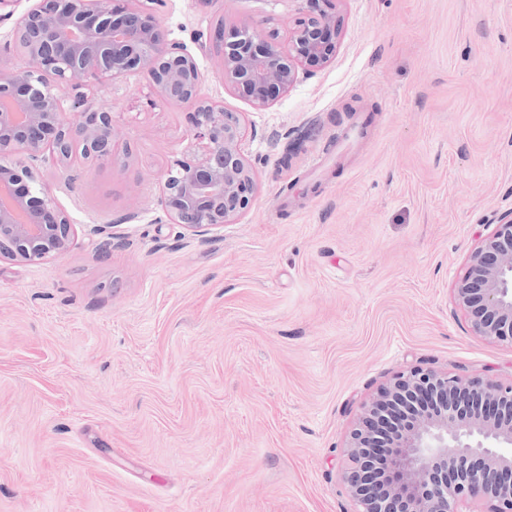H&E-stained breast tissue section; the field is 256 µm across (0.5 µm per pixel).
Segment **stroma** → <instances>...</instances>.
<instances>
[{"instance_id":"stroma-1","label":"stroma","mask_w":512,"mask_h":512,"mask_svg":"<svg viewBox=\"0 0 512 512\" xmlns=\"http://www.w3.org/2000/svg\"><path fill=\"white\" fill-rule=\"evenodd\" d=\"M300 7L157 8L247 125L258 192L216 236L159 219L188 106L138 76L88 91L113 161L41 172L73 245L0 262V512H355L349 432L389 378L512 380L452 294L512 211V0H337L335 57L254 109L194 37H284Z\"/></svg>"}]
</instances>
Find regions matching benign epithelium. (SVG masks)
Listing matches in <instances>:
<instances>
[{"mask_svg": "<svg viewBox=\"0 0 512 512\" xmlns=\"http://www.w3.org/2000/svg\"><path fill=\"white\" fill-rule=\"evenodd\" d=\"M304 7L283 44L248 24L208 37L224 79L264 109L329 62L340 23L332 0ZM153 0H33L14 23L27 64H0V260L40 264L69 249L75 225L42 185L40 170L75 154L113 159L112 113L88 108L85 90L142 75L161 102L193 108L192 142L167 170L160 206L174 224L206 236L253 204L258 183L242 150L246 124L199 98L202 71L187 46L168 39ZM68 92H60V88ZM454 302L477 336L512 348V213L471 252ZM342 479L356 512H460L489 503L512 512V381L463 379L414 368L398 372L362 407Z\"/></svg>", "mask_w": 512, "mask_h": 512, "instance_id": "obj_1", "label": "benign epithelium"}]
</instances>
